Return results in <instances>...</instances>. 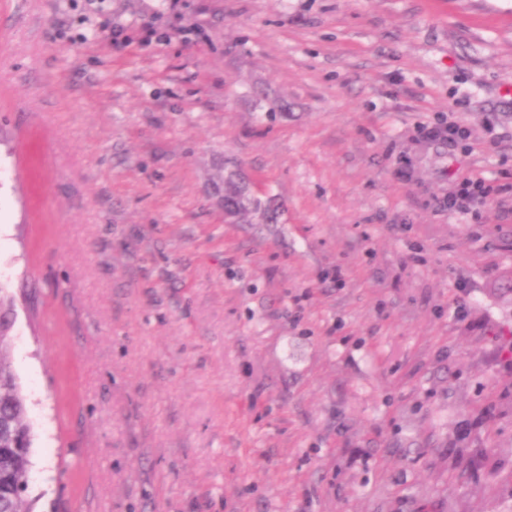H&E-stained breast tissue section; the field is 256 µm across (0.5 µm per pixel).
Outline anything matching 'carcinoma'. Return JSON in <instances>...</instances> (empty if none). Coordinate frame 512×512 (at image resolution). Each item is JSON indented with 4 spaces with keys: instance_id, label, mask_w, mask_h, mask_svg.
I'll use <instances>...</instances> for the list:
<instances>
[{
    "instance_id": "cac0c4a2",
    "label": "carcinoma",
    "mask_w": 512,
    "mask_h": 512,
    "mask_svg": "<svg viewBox=\"0 0 512 512\" xmlns=\"http://www.w3.org/2000/svg\"><path fill=\"white\" fill-rule=\"evenodd\" d=\"M225 201L236 209L239 219L258 209L252 199L240 208L236 195L235 175L224 177ZM8 334L0 331V476L9 480L17 492L0 496V512H31L27 497L32 464L34 435L26 421V405L20 386L8 364Z\"/></svg>"
}]
</instances>
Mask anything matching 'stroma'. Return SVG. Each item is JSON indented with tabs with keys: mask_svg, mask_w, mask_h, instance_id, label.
<instances>
[{
	"mask_svg": "<svg viewBox=\"0 0 512 512\" xmlns=\"http://www.w3.org/2000/svg\"><path fill=\"white\" fill-rule=\"evenodd\" d=\"M510 276L512 0H0L33 512H512ZM225 184V201L232 209H236V215L239 219H246L248 215L258 209V200L254 197L250 202L242 208H238V200L236 195L235 175L229 174L224 177ZM481 181L474 179H466L459 187L456 195L448 200L449 206H457L466 209L470 204L483 197L480 191Z\"/></svg>",
	"mask_w": 512,
	"mask_h": 512,
	"instance_id": "35a3bbf8",
	"label": "stroma"
}]
</instances>
